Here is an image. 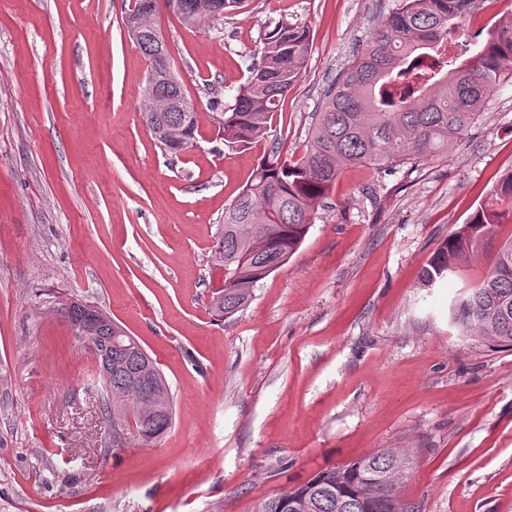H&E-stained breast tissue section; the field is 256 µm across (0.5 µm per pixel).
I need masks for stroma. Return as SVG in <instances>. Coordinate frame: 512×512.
Listing matches in <instances>:
<instances>
[{"label": "stroma", "mask_w": 512, "mask_h": 512, "mask_svg": "<svg viewBox=\"0 0 512 512\" xmlns=\"http://www.w3.org/2000/svg\"><path fill=\"white\" fill-rule=\"evenodd\" d=\"M132 0H0V512H254L360 456L407 454L417 512H512V347L460 333L451 306L494 239L433 287L441 241L512 171V82L447 156L342 170L296 252L224 323L212 247L263 146L228 147L232 106L276 24L311 52L269 138L301 157L327 81L399 0H247L188 27L160 0L171 63L199 114L168 155L141 117L148 61ZM102 307L156 360L168 431L109 455L92 353L48 295ZM53 460L56 470L44 463Z\"/></svg>", "instance_id": "stroma-1"}]
</instances>
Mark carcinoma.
<instances>
[{
	"instance_id": "cac0c4a2",
	"label": "carcinoma",
	"mask_w": 512,
	"mask_h": 512,
	"mask_svg": "<svg viewBox=\"0 0 512 512\" xmlns=\"http://www.w3.org/2000/svg\"><path fill=\"white\" fill-rule=\"evenodd\" d=\"M477 0H401L396 11L323 91L313 113L306 152L297 159H280L278 151L263 155L250 182L224 210L213 246L215 266L224 287L214 292L211 315L224 322L243 310L254 289L273 268L295 253L306 236L314 205L329 195L341 169L370 165L377 169L416 164L448 154L455 141L478 120L498 85L503 63L512 61V16L487 31V38L469 56L448 59V38ZM174 10L185 6L187 26L215 20L239 8V0H167ZM158 0H134L132 16L143 17L137 30L124 18L128 35L146 58L154 60L144 92L171 91L182 108L170 112L143 109L142 119L160 148L177 154L195 138L198 113L183 85L168 86L163 77L170 60L155 57L161 35L154 24ZM311 51L307 29L278 23L265 37L250 76L240 87L233 108L213 113L224 143L247 147L268 137L269 121L300 78ZM496 195L512 212V171L504 175ZM502 213L478 209L435 250L422 273L429 288L444 278L463 256L475 252L493 235ZM45 311L66 318L78 340L87 343L96 364L94 386L104 406V450L117 453L115 427L136 420L130 440L152 442L170 428L158 416L140 420L141 402L118 404L107 389L124 391L145 362L138 341L114 334L113 321L97 306L76 296L44 301ZM454 322L470 336L512 346V237L503 241L488 272L466 289L452 306ZM404 454L366 455L319 471L306 483L264 499L257 512H289L285 499L306 502L304 512H362L356 489L365 467L389 472L406 465Z\"/></svg>"
}]
</instances>
